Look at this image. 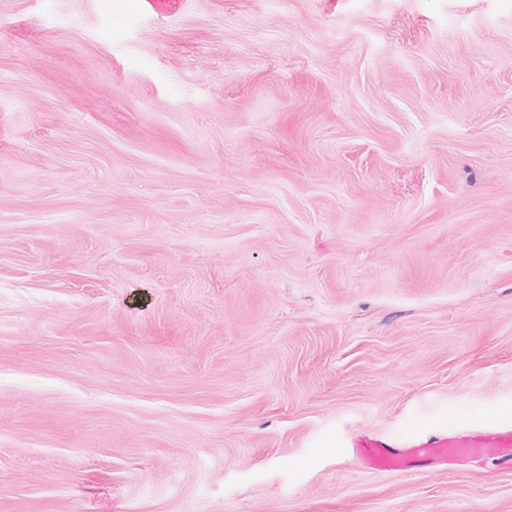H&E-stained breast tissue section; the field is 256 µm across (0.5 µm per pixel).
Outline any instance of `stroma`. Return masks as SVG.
Returning a JSON list of instances; mask_svg holds the SVG:
<instances>
[{"label": "stroma", "mask_w": 512, "mask_h": 512, "mask_svg": "<svg viewBox=\"0 0 512 512\" xmlns=\"http://www.w3.org/2000/svg\"><path fill=\"white\" fill-rule=\"evenodd\" d=\"M512 0H0V512H512ZM357 464L379 474L408 472L423 463L458 469L491 458L501 468L512 469V425L471 427L452 434L407 438L392 445L383 437L366 433L352 438Z\"/></svg>", "instance_id": "1"}]
</instances>
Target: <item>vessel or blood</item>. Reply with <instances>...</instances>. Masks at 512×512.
<instances>
[{
    "label": "vessel or blood",
    "mask_w": 512,
    "mask_h": 512,
    "mask_svg": "<svg viewBox=\"0 0 512 512\" xmlns=\"http://www.w3.org/2000/svg\"><path fill=\"white\" fill-rule=\"evenodd\" d=\"M350 446L361 468L379 474L407 472L424 463L458 469L486 458L512 469V425L471 427L448 435L408 438L395 445L366 433L353 437Z\"/></svg>",
    "instance_id": "b4317fda"
}]
</instances>
